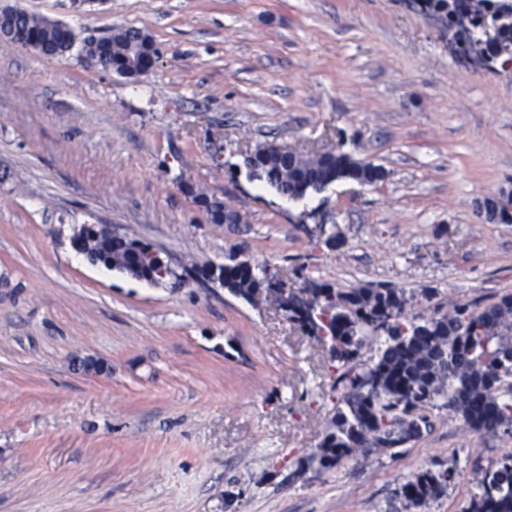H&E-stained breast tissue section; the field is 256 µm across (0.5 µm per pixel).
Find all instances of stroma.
I'll return each mask as SVG.
<instances>
[{"label":"stroma","instance_id":"35a3bbf8","mask_svg":"<svg viewBox=\"0 0 512 512\" xmlns=\"http://www.w3.org/2000/svg\"><path fill=\"white\" fill-rule=\"evenodd\" d=\"M78 38L133 26L136 79L0 42V512H399L400 485L457 470L422 512H463L512 434L447 410L401 455L298 473L335 393L321 345L271 296L152 284L90 263L82 225L164 259L306 264L309 279L438 289L445 307L512 292V66L456 61L405 0H0ZM342 147L382 181L300 200L246 151ZM190 184L239 211L214 224ZM339 247L325 246L328 236Z\"/></svg>","mask_w":512,"mask_h":512}]
</instances>
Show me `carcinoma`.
Wrapping results in <instances>:
<instances>
[{
  "label": "carcinoma",
  "mask_w": 512,
  "mask_h": 512,
  "mask_svg": "<svg viewBox=\"0 0 512 512\" xmlns=\"http://www.w3.org/2000/svg\"><path fill=\"white\" fill-rule=\"evenodd\" d=\"M421 14L440 17L448 31L453 54L466 55L493 67L512 59V0H410ZM5 28L55 58L74 49L76 36L66 24L23 10H3ZM151 37L136 27L115 28L102 38H86L80 53L90 60L101 56L111 66L133 71L148 53ZM250 174L281 195L303 198L339 181L372 185L384 178L383 169L339 148L328 154L292 150L284 156L274 145L253 150ZM209 219L227 209L216 197L183 186ZM93 263L123 273L146 276L159 258L149 244L99 225L79 240ZM306 265L294 268L307 282L301 301L305 314L288 312V320L323 346L326 375L339 392L328 430L318 449L299 460L300 470L322 472L356 454L376 451L392 456L433 427L430 410L444 408L460 418L474 434L512 430V293L482 305L476 301L442 310L436 288H422L420 304L430 314L407 313L405 290L388 283L337 288L311 281ZM202 271L226 291L255 303L281 280L277 272L260 278L251 266L227 257L219 266ZM384 337L376 359L360 360L362 351ZM456 471L427 467L401 486L404 509L418 508L448 493ZM464 512H512V455L486 470Z\"/></svg>",
  "instance_id": "cac0c4a2"
}]
</instances>
